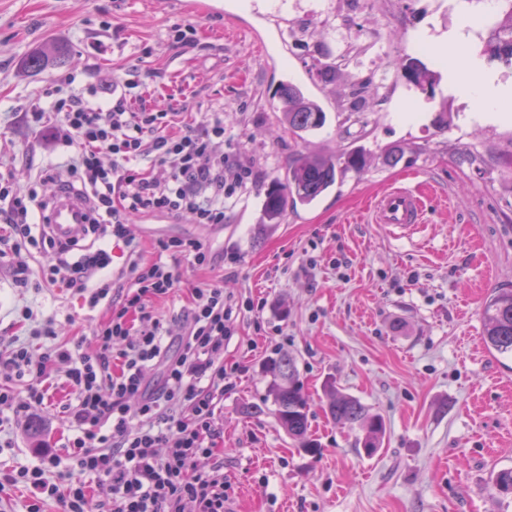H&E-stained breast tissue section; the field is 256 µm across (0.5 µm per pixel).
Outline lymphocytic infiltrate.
<instances>
[{
  "label": "lymphocytic infiltrate",
  "instance_id": "f902f5d3",
  "mask_svg": "<svg viewBox=\"0 0 512 512\" xmlns=\"http://www.w3.org/2000/svg\"><path fill=\"white\" fill-rule=\"evenodd\" d=\"M44 95L48 105L32 104L26 119L69 151L65 185L79 187L89 201L92 244L49 236L39 181L21 190L0 174V220L12 228L0 243V264L25 286L29 259L41 256V285L75 289L89 308L107 305L109 315L92 352L57 342L51 318L34 331L49 340L44 351L26 343L0 351V432L48 403L46 383L56 374L74 395L63 407L71 437L63 448L41 449L36 463L0 470V501L21 487L25 512H44L51 501L61 512H228L231 484L217 440L220 405L236 374L225 369L224 350L253 304L226 298L216 283L190 288L173 341L151 306L178 288L165 258L188 256L209 267L215 256L208 248L196 240H158V259L132 263L130 285L118 295L102 272L111 262L105 244L127 241L129 216L223 223L226 201L245 187L251 168L224 152L222 108L161 109L132 80L108 103L69 77L53 80ZM146 157L151 169L136 168ZM202 458L209 469H199ZM94 485L107 488L108 497L92 501Z\"/></svg>",
  "mask_w": 512,
  "mask_h": 512
}]
</instances>
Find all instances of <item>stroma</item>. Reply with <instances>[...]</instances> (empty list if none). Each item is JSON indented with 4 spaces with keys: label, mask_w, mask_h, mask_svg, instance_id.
<instances>
[{
    "label": "stroma",
    "mask_w": 512,
    "mask_h": 512,
    "mask_svg": "<svg viewBox=\"0 0 512 512\" xmlns=\"http://www.w3.org/2000/svg\"><path fill=\"white\" fill-rule=\"evenodd\" d=\"M263 18L227 20L173 0H0V173L18 188L64 160L24 114L53 78L71 75L100 99L125 80L161 106L194 98L224 109V151L250 161L246 189L220 225L167 220L165 237L200 240L237 260L200 269L178 258L180 290L155 306L179 332L185 289L221 281L224 295L250 301L224 351L239 368L224 394L218 446L233 490L231 512H512V495L492 477L512 468V360L484 342L483 308L493 288L512 284V107L490 116L448 86V70L423 45L448 49L479 0H263ZM195 30L186 48L173 25ZM55 40L66 58L45 70L25 57ZM421 60L433 85L402 77V59ZM386 86H379L380 73ZM293 82L327 114L301 141L279 121V88ZM447 112L448 126L433 120ZM429 145L413 165L383 166L385 151ZM483 153L482 170L457 165L449 145ZM364 147L362 173L280 223L261 221L268 187L311 152ZM420 187L424 223L399 236L373 223L367 207L391 185ZM31 319H23L22 309ZM105 307L85 306L61 287H16L0 270V347L28 341L54 317L59 341L94 350ZM295 357L320 443L310 454L278 426L264 367ZM333 378L386 424L382 446L358 454L355 434L325 413L322 384ZM51 407L10 431L0 461L30 463L70 434L58 410L69 393L50 388Z\"/></svg>",
    "instance_id": "1"
}]
</instances>
